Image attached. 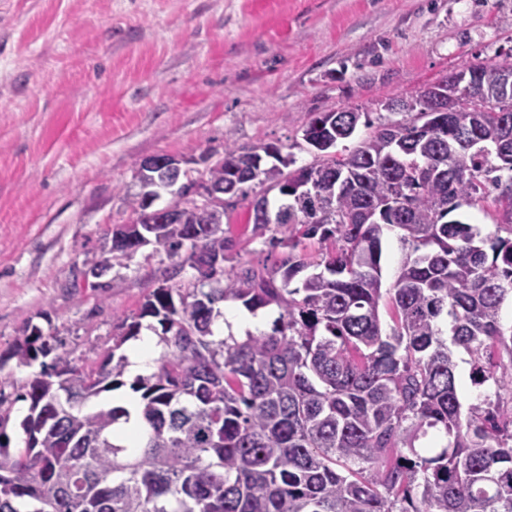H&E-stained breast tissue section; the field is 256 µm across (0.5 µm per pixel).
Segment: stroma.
I'll list each match as a JSON object with an SVG mask.
<instances>
[{
	"label": "stroma",
	"mask_w": 512,
	"mask_h": 512,
	"mask_svg": "<svg viewBox=\"0 0 512 512\" xmlns=\"http://www.w3.org/2000/svg\"><path fill=\"white\" fill-rule=\"evenodd\" d=\"M512 55V0H0V392L23 445L17 400L33 368L10 350L29 325L72 365L100 363L173 261L150 244L104 287L75 282L132 221L137 162L200 156L225 141L296 158L313 113L384 104L470 63ZM247 199L224 212L226 267L272 265Z\"/></svg>",
	"instance_id": "stroma-1"
}]
</instances>
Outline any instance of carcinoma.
Returning a JSON list of instances; mask_svg holds the SVG:
<instances>
[{"instance_id": "1", "label": "carcinoma", "mask_w": 512, "mask_h": 512, "mask_svg": "<svg viewBox=\"0 0 512 512\" xmlns=\"http://www.w3.org/2000/svg\"><path fill=\"white\" fill-rule=\"evenodd\" d=\"M466 69L480 81L451 111L406 112L347 152L337 143L371 126L368 113H315L302 140L318 159L293 170L275 144L228 141L179 187L177 173L163 182L137 168L128 201L139 228L147 199L177 187L180 220L152 225V241L170 257L185 251L196 274L121 318L96 368L70 366L25 327L12 356L30 366L53 352L54 369L41 364L17 395L28 414L13 452L0 397V512H512V324L501 321L512 298V91L498 80L512 59ZM296 180L330 198L308 210ZM254 181L267 193L252 202V237L279 259L202 277L194 260L226 258L224 208ZM489 197L507 237L460 218ZM391 229L402 258L385 288ZM314 238L331 249L311 261L299 247ZM226 301L281 313L270 334L217 338ZM146 317L165 351L133 385L144 430L129 447L114 434L129 411L90 401L120 385L116 351ZM468 385L479 399L464 414Z\"/></svg>"}]
</instances>
